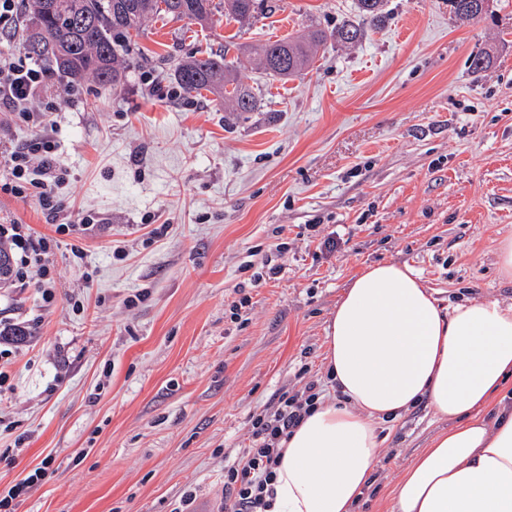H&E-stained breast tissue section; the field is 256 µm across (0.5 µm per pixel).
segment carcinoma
Masks as SVG:
<instances>
[{
  "mask_svg": "<svg viewBox=\"0 0 512 512\" xmlns=\"http://www.w3.org/2000/svg\"><path fill=\"white\" fill-rule=\"evenodd\" d=\"M460 20L480 18L489 11V0H448ZM265 0H224V18L240 26L249 24ZM383 0H357L358 22L331 30L314 28L307 33L254 46L248 50L255 64L275 78H290L304 71L328 42L357 43L363 25L379 20ZM215 0H29V15L23 38L25 53L46 60L73 81L92 79L104 85L118 84L127 56L147 22L159 15L188 24L205 26L212 21ZM229 49L204 57L190 56L178 62L172 80L187 96L204 91L224 94L229 111L253 112L257 99L239 83ZM12 257L0 242V286L8 283Z\"/></svg>",
  "mask_w": 512,
  "mask_h": 512,
  "instance_id": "cac0c4a2",
  "label": "carcinoma"
}]
</instances>
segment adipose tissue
Listing matches in <instances>:
<instances>
[{"label": "adipose tissue", "instance_id": "ef3b65f1", "mask_svg": "<svg viewBox=\"0 0 512 512\" xmlns=\"http://www.w3.org/2000/svg\"><path fill=\"white\" fill-rule=\"evenodd\" d=\"M325 362L337 397L285 442L269 512H353L381 424L422 402L448 428L403 471L394 512H512V304L446 312L413 268L373 263L336 303Z\"/></svg>", "mask_w": 512, "mask_h": 512}]
</instances>
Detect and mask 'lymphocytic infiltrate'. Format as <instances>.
I'll return each mask as SVG.
<instances>
[{
    "instance_id": "f902f5d3",
    "label": "lymphocytic infiltrate",
    "mask_w": 512,
    "mask_h": 512,
    "mask_svg": "<svg viewBox=\"0 0 512 512\" xmlns=\"http://www.w3.org/2000/svg\"><path fill=\"white\" fill-rule=\"evenodd\" d=\"M45 70L15 53H0V106L20 109L26 120L49 124L54 103L27 110L45 80ZM6 189L34 197L41 207L63 212L65 204L54 188L64 182L68 170L56 159V145L46 135L9 150ZM75 224L57 225L54 236L33 233L22 224L12 225L10 241L16 250L18 276H32L42 290L44 301H52L56 277L50 259L60 235L72 234ZM322 394L317 381L302 382L294 392H279L273 403L252 415L248 424V446L224 467V512H268L273 495L272 482L282 458L281 443L291 435Z\"/></svg>"
}]
</instances>
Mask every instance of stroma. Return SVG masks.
Instances as JSON below:
<instances>
[{
    "mask_svg": "<svg viewBox=\"0 0 512 512\" xmlns=\"http://www.w3.org/2000/svg\"><path fill=\"white\" fill-rule=\"evenodd\" d=\"M269 3L244 33L220 12L152 20L117 86L53 70L38 92L58 106L48 133L77 227L57 236L52 303L31 279L0 288V332H25L0 353V496L50 463L14 512H174L187 493L220 512L249 417L303 367L333 396L326 327L369 264H408L445 307L512 302L496 263L512 237V0L464 24L448 0H386L357 45L327 44L291 79L240 46L357 20L356 0ZM222 49L255 112L172 93L180 60ZM12 224L56 236L34 198L0 191ZM280 243L281 272L253 282ZM445 427L424 403L384 424L355 512H392L402 471Z\"/></svg>",
    "mask_w": 512,
    "mask_h": 512,
    "instance_id": "stroma-1",
    "label": "stroma"
}]
</instances>
